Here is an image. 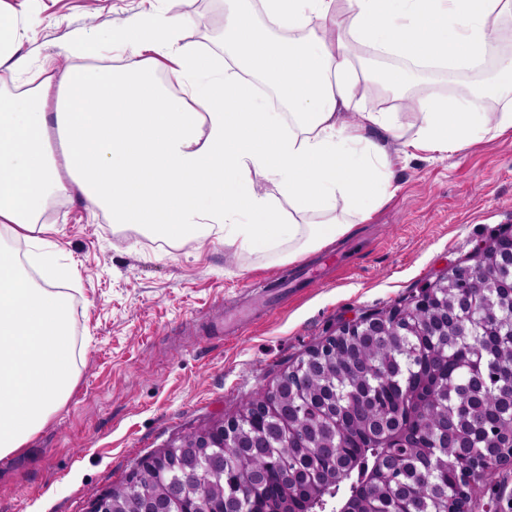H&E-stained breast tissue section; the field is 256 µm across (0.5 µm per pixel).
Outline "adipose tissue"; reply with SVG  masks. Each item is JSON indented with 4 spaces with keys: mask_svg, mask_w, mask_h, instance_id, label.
Here are the masks:
<instances>
[{
    "mask_svg": "<svg viewBox=\"0 0 512 512\" xmlns=\"http://www.w3.org/2000/svg\"><path fill=\"white\" fill-rule=\"evenodd\" d=\"M274 41L225 0L220 66L183 35L185 20L156 6L114 28L124 58L89 64L83 35L65 46L83 66L33 86L15 45L22 13L0 7V460L18 453L59 410L74 384L77 340L71 275L52 249L49 204L78 197L110 223L135 224L178 245L223 243L236 253L316 252L366 221L393 195L395 156L454 154L512 131V58L466 97H422L414 123L395 112L347 121L361 47L401 59L383 79L410 81L409 65L469 66L488 53L512 0H261ZM265 83L287 113L261 102ZM314 223H304V216ZM34 266L40 281L23 272Z\"/></svg>",
    "mask_w": 512,
    "mask_h": 512,
    "instance_id": "ef3b65f1",
    "label": "adipose tissue"
}]
</instances>
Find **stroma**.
Instances as JSON below:
<instances>
[{
  "label": "stroma",
  "mask_w": 512,
  "mask_h": 512,
  "mask_svg": "<svg viewBox=\"0 0 512 512\" xmlns=\"http://www.w3.org/2000/svg\"><path fill=\"white\" fill-rule=\"evenodd\" d=\"M29 23L20 53L31 70L64 66L74 33L117 62L113 28L142 0H5ZM224 0H176L189 40L222 52ZM492 67L433 69L409 92L385 89L365 67L358 105L409 112L415 98L455 100ZM397 192L322 251L293 263L232 255L210 242L181 247L109 223L85 201L53 203L58 256L71 265L80 346L65 405L17 454L0 461V512H89L139 463L228 419L308 349L364 313L403 306L475 246L512 229V134L451 156L421 153L394 166Z\"/></svg>",
  "instance_id": "obj_1"
}]
</instances>
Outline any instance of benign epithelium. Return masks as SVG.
<instances>
[{"label":"benign epithelium","mask_w":512,"mask_h":512,"mask_svg":"<svg viewBox=\"0 0 512 512\" xmlns=\"http://www.w3.org/2000/svg\"><path fill=\"white\" fill-rule=\"evenodd\" d=\"M512 280V230L480 242L473 252V263L456 264L433 284L420 291L408 308L384 313H369L345 323L339 332L308 349L301 357V369L285 370L271 389L272 400L256 396L236 416L217 421L207 428L183 437L179 443L143 460L127 482L105 491L92 500L90 512H117L116 502L128 487L145 474L157 475L155 487L141 495L133 512H215L202 498H191L186 490L164 481L159 460L174 463L192 461L212 448H263L268 435L267 420H277L276 432L288 433V421L301 407L307 379L303 370L324 366L327 354L335 351L336 341L358 336L373 344L382 336H420L419 320L436 322L442 328L457 322L460 312L475 301L472 289L479 286L497 289Z\"/></svg>","instance_id":"benign-epithelium-1"}]
</instances>
